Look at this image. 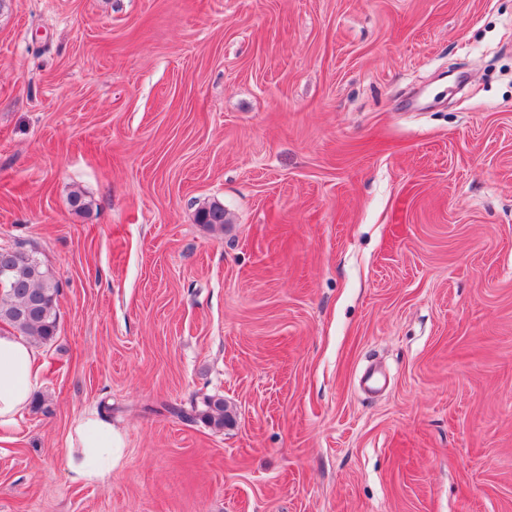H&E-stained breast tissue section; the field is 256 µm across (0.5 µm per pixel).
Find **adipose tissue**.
<instances>
[{
	"mask_svg": "<svg viewBox=\"0 0 512 512\" xmlns=\"http://www.w3.org/2000/svg\"><path fill=\"white\" fill-rule=\"evenodd\" d=\"M38 352L25 338L0 334V444L21 437V422L39 381ZM80 448L69 471L77 483L102 480L111 473L123 451V437L110 419L94 412L80 416L74 428Z\"/></svg>",
	"mask_w": 512,
	"mask_h": 512,
	"instance_id": "1",
	"label": "adipose tissue"
}]
</instances>
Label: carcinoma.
<instances>
[{
    "instance_id": "cac0c4a2",
    "label": "carcinoma",
    "mask_w": 512,
    "mask_h": 512,
    "mask_svg": "<svg viewBox=\"0 0 512 512\" xmlns=\"http://www.w3.org/2000/svg\"><path fill=\"white\" fill-rule=\"evenodd\" d=\"M197 221L214 230L224 229V206L215 203L201 209ZM1 267H10L13 272L10 283L0 287V323L36 342L52 341L58 332L59 284L54 274L35 253L19 244L0 248ZM165 410L187 422L200 416L217 429L224 428L230 419L224 400L214 397L205 401V410L199 414L173 405Z\"/></svg>"
}]
</instances>
